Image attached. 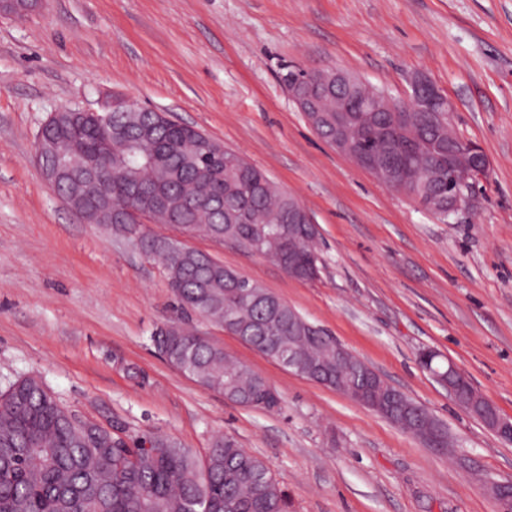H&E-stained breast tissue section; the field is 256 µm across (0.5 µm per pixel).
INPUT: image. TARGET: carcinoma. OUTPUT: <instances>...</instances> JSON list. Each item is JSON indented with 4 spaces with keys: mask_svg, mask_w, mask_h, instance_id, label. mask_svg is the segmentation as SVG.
I'll use <instances>...</instances> for the list:
<instances>
[{
    "mask_svg": "<svg viewBox=\"0 0 512 512\" xmlns=\"http://www.w3.org/2000/svg\"><path fill=\"white\" fill-rule=\"evenodd\" d=\"M128 127L127 143L112 155V197H124L126 171L151 178L156 144L173 148L161 159L167 179L157 198L166 223L191 195L200 201L192 224L174 228L189 235L231 239L246 251L274 259L288 243V205L294 197L232 150L215 153L200 133L179 127L157 112L112 113ZM457 145L438 127L418 131L410 167L427 170L448 165ZM147 254L159 260L180 306L224 326L232 307L245 326L240 339L275 360L294 348L336 372V359L322 329L304 337L288 331V303L260 284L250 285L254 301L240 302L228 292V276L238 272L207 253L184 249L181 241L158 236L145 226L136 230ZM316 234L299 240V265L319 261ZM153 341L166 361L201 387L234 392L247 407L273 410L280 398L263 377L204 336L180 326L159 329ZM138 456V466L118 464L124 453ZM290 502L267 463L240 447L229 435L215 437L204 457L174 439L150 433L129 442L90 420L76 417L35 374L18 376L0 391V512H288Z\"/></svg>",
    "mask_w": 512,
    "mask_h": 512,
    "instance_id": "1",
    "label": "carcinoma"
}]
</instances>
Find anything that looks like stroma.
<instances>
[{
	"label": "stroma",
	"instance_id": "obj_1",
	"mask_svg": "<svg viewBox=\"0 0 512 512\" xmlns=\"http://www.w3.org/2000/svg\"><path fill=\"white\" fill-rule=\"evenodd\" d=\"M338 69L394 99L424 75L491 159L469 206L441 220L337 153L279 79ZM134 98L262 169L310 213L320 273L204 236L210 254L276 294L448 425L455 457L182 312L163 267L83 223L43 180L35 138L62 106ZM187 325L264 377L279 409L243 407L159 356ZM431 349L512 416V0H44L0 12V390L39 375L126 439L159 432L196 455L218 435L262 457L291 512H495L478 480H512V444L417 362ZM469 457L476 474L460 469Z\"/></svg>",
	"mask_w": 512,
	"mask_h": 512
}]
</instances>
